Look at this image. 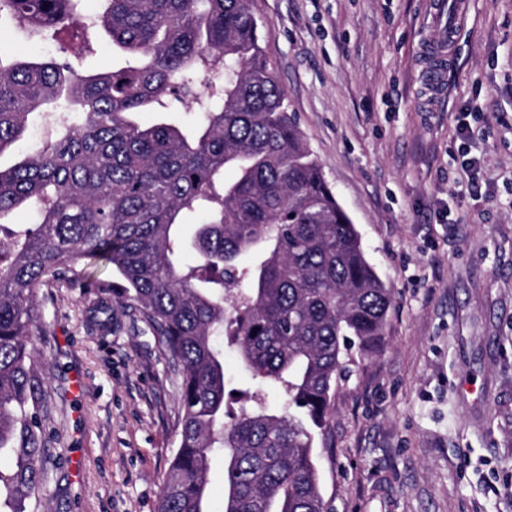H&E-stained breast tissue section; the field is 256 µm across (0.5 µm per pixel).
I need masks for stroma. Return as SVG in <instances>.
I'll return each instance as SVG.
<instances>
[{
    "mask_svg": "<svg viewBox=\"0 0 512 512\" xmlns=\"http://www.w3.org/2000/svg\"><path fill=\"white\" fill-rule=\"evenodd\" d=\"M431 2L251 0L288 108L393 293L384 343L352 352L316 448L329 512H512V0H470L435 103ZM37 315L45 512H156L179 442L156 336L136 304L71 281L40 289ZM217 343L225 420L247 391L282 404Z\"/></svg>",
    "mask_w": 512,
    "mask_h": 512,
    "instance_id": "stroma-1",
    "label": "stroma"
}]
</instances>
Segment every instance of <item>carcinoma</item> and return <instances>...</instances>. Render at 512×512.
I'll use <instances>...</instances> for the list:
<instances>
[{"label":"carcinoma","mask_w":512,"mask_h":512,"mask_svg":"<svg viewBox=\"0 0 512 512\" xmlns=\"http://www.w3.org/2000/svg\"><path fill=\"white\" fill-rule=\"evenodd\" d=\"M83 0H0V18L57 36ZM94 24L126 65L82 75L74 60L0 49V157L47 104L62 119L7 168L0 219V512H36L46 482L45 387L29 345L38 291L67 277L120 288L180 377L179 446L158 512H209V457L224 454V512H325L315 452L345 358L384 340L392 290L309 150L262 46L250 0H102ZM224 73L206 91L193 80ZM174 97L201 114L191 130L142 112ZM231 171L228 178L225 173ZM201 215L182 265L184 217ZM89 259L116 286L74 265ZM225 335L243 366L278 386L224 422Z\"/></svg>","instance_id":"carcinoma-1"}]
</instances>
